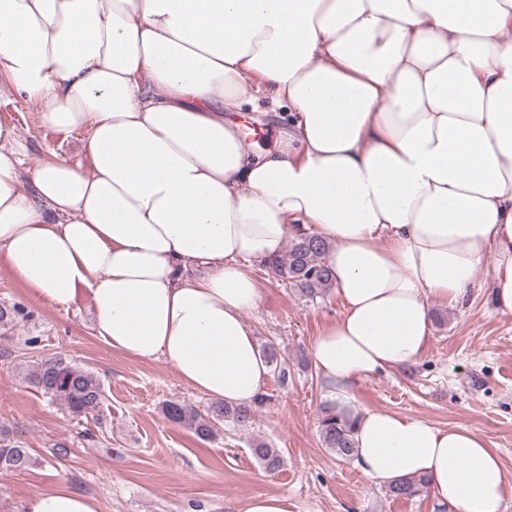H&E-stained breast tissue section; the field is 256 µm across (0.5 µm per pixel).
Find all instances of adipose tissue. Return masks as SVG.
Segmentation results:
<instances>
[{
	"label": "adipose tissue",
	"instance_id": "obj_1",
	"mask_svg": "<svg viewBox=\"0 0 512 512\" xmlns=\"http://www.w3.org/2000/svg\"><path fill=\"white\" fill-rule=\"evenodd\" d=\"M86 132L91 162L41 161L0 124V256L38 296L89 291L95 329L250 406L268 365L244 320L249 271L290 225L329 243L343 309L309 345L353 467L422 477L441 512H504L507 471L475 429L361 407L357 383L408 368L487 270L512 315V0H0V93ZM288 107L275 150L231 117ZM24 512H99L60 484Z\"/></svg>",
	"mask_w": 512,
	"mask_h": 512
}]
</instances>
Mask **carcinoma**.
Instances as JSON below:
<instances>
[{"label": "carcinoma", "mask_w": 512, "mask_h": 512, "mask_svg": "<svg viewBox=\"0 0 512 512\" xmlns=\"http://www.w3.org/2000/svg\"><path fill=\"white\" fill-rule=\"evenodd\" d=\"M328 245L313 235L294 236L289 241L288 252L267 264L268 269L281 280L298 288L309 298L317 297L331 288L330 272L325 264ZM26 316L18 305L0 304V326L13 325ZM27 380L44 394L59 401L74 417L99 412L105 399L104 384L93 371L67 363L61 359L41 361L27 374ZM168 420L188 426L200 439H213L226 422L244 426L251 422L253 412L249 407L212 403L201 409L185 401H168L163 406ZM320 436L325 448L336 456L349 460L354 452L352 422L336 412L327 403L322 407L319 423ZM254 457L269 473L283 466L281 451L258 441L252 448ZM36 462L31 449L10 437V430L0 426V472L26 471ZM426 485L423 478H409L387 488L394 499H410L419 495Z\"/></svg>", "instance_id": "1"}]
</instances>
